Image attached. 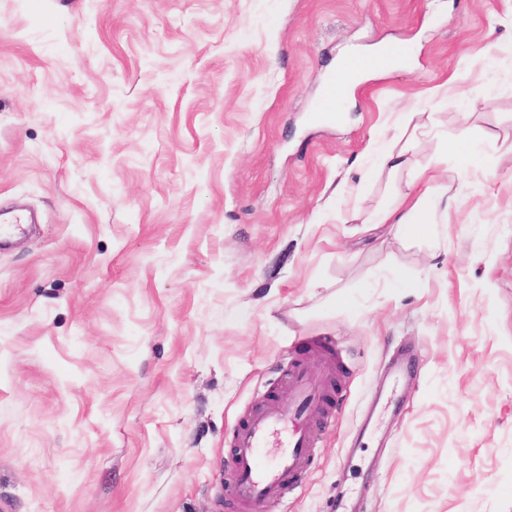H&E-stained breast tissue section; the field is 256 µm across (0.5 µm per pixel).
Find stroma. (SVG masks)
<instances>
[{
	"label": "stroma",
	"mask_w": 512,
	"mask_h": 512,
	"mask_svg": "<svg viewBox=\"0 0 512 512\" xmlns=\"http://www.w3.org/2000/svg\"><path fill=\"white\" fill-rule=\"evenodd\" d=\"M510 14L0 0V208L39 216L0 244V512H233V432L295 362L323 413L264 512H512ZM389 43L409 61L312 120L337 59ZM410 111L411 164L461 190L428 240L364 223L407 189L372 149ZM400 355V404L361 433Z\"/></svg>",
	"instance_id": "stroma-1"
}]
</instances>
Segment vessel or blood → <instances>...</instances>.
<instances>
[{
    "instance_id": "1",
    "label": "vessel or blood",
    "mask_w": 512,
    "mask_h": 512,
    "mask_svg": "<svg viewBox=\"0 0 512 512\" xmlns=\"http://www.w3.org/2000/svg\"><path fill=\"white\" fill-rule=\"evenodd\" d=\"M346 74L332 76L321 96L322 115L335 118L347 91ZM322 389L302 367L288 369V382L276 402L251 410L232 439L233 494L241 512H256L260 505L292 490L306 471L311 456L308 422L320 412Z\"/></svg>"
}]
</instances>
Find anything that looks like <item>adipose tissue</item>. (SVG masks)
Returning a JSON list of instances; mask_svg holds the SVG:
<instances>
[{"label": "adipose tissue", "mask_w": 512, "mask_h": 512, "mask_svg": "<svg viewBox=\"0 0 512 512\" xmlns=\"http://www.w3.org/2000/svg\"><path fill=\"white\" fill-rule=\"evenodd\" d=\"M422 115L418 112H403L399 115L396 133L389 148L379 152L381 168L397 171L409 167L408 152L411 141L406 133L418 129ZM411 181L407 192L402 193L389 208L376 212L369 221L375 225H388L394 235H416L422 238L432 233L437 208H451L456 197L438 196L439 175L431 167L411 169Z\"/></svg>", "instance_id": "1"}]
</instances>
